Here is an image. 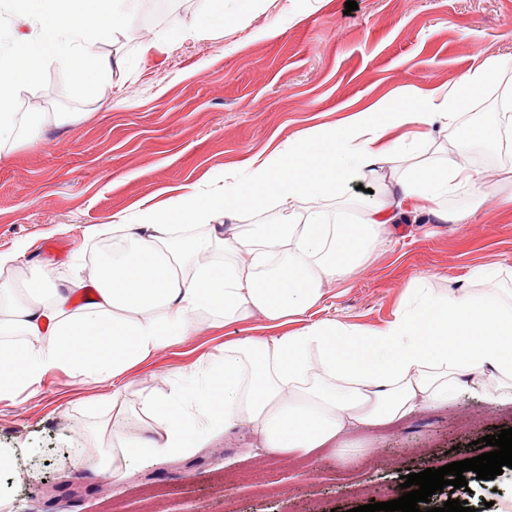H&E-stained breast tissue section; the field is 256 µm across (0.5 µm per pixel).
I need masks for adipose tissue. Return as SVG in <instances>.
Listing matches in <instances>:
<instances>
[{
  "label": "adipose tissue",
  "instance_id": "adipose-tissue-1",
  "mask_svg": "<svg viewBox=\"0 0 512 512\" xmlns=\"http://www.w3.org/2000/svg\"><path fill=\"white\" fill-rule=\"evenodd\" d=\"M93 2L96 22L81 7ZM37 26L0 48V148L16 140L14 110L21 90L52 62L83 87L121 70L119 58L91 54L104 36L119 38L131 21L125 0H22ZM512 58L489 57L453 85L404 98H381L338 126L318 125L287 146L254 157L244 179L225 175L220 188L193 187L168 209L141 208L128 227L125 253L102 259L91 283L31 275L0 285V400L38 384L53 369L73 378L121 381L156 351L193 335L205 311L227 320L261 313L275 325L303 319L323 296L325 281H341L389 227L406 221L465 224L470 209H449L457 184L481 196L488 185L459 159L399 179L362 203L358 223H328L323 212L299 215L297 200L328 197L408 152L389 129L416 124L449 130L469 101L498 83ZM276 206V224H242L247 210ZM199 228L175 236L176 224ZM222 249L224 259L208 260ZM247 254V266L238 263ZM489 375L485 395L512 403V300L496 289L479 294L417 287L384 327L356 330L333 321L300 331L226 343L203 379L169 394L141 395L149 435L115 434L103 464L120 473L143 455L172 458L235 425L251 424L267 453L310 452L352 430L379 431L416 411L448 403L474 371Z\"/></svg>",
  "mask_w": 512,
  "mask_h": 512
}]
</instances>
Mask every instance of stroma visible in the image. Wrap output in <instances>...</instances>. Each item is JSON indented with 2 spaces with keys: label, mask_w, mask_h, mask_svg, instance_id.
<instances>
[{
  "label": "stroma",
  "mask_w": 512,
  "mask_h": 512,
  "mask_svg": "<svg viewBox=\"0 0 512 512\" xmlns=\"http://www.w3.org/2000/svg\"><path fill=\"white\" fill-rule=\"evenodd\" d=\"M224 0L227 28L195 35L204 0H177L145 26L129 25L99 55L124 57L127 70L87 93L72 89L56 63L22 90L15 111L62 112L72 122L44 123L36 138L0 149V252L19 256L0 282L34 272L55 280L90 279L107 236L99 224H124L140 206H161L175 189L223 184L244 175L260 152L285 146L304 130L408 87L458 80L476 61L512 57V0ZM501 83L480 92L458 125L497 124ZM434 136L421 153L385 164L367 190L346 184L332 198L304 199L299 212L356 221V201L417 163L447 161ZM449 208L477 204L467 224H397L343 281L323 285L308 317L364 330L384 327L418 279L427 287L476 293L474 269L495 270L494 287L512 290V211L495 194L474 202L458 185ZM261 314L218 327L200 313L193 336L157 351L130 372L124 392L169 393L176 382L221 355L225 342L264 337ZM466 378L448 404L368 434L349 433L358 449L339 465L335 448L269 455L251 425L240 424L175 458L143 457L117 477L100 475L112 432L135 438L145 424L113 418L112 383L82 382L61 371L0 401V448L17 449L0 471V512H352L395 499L401 478L476 457L477 439L512 428V405L480 394ZM454 495L474 512H512V469L492 480L466 472Z\"/></svg>",
  "instance_id": "obj_1"
}]
</instances>
